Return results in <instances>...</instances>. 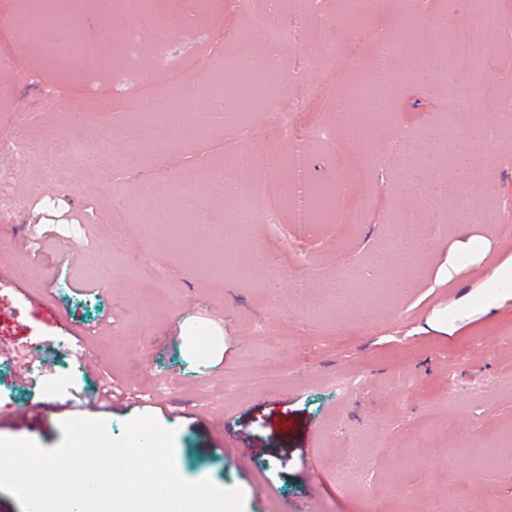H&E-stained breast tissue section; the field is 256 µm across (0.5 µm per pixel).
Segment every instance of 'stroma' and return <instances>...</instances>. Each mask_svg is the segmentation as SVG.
<instances>
[{
  "label": "stroma",
  "instance_id": "obj_1",
  "mask_svg": "<svg viewBox=\"0 0 512 512\" xmlns=\"http://www.w3.org/2000/svg\"><path fill=\"white\" fill-rule=\"evenodd\" d=\"M236 0H206L201 19L212 36L197 39L185 0H156L169 24L165 45L142 29L136 63L116 58L102 73L60 63L36 44L0 63V138L25 129L40 142L11 184L13 210L0 214V438H26L44 448L63 439L71 419L65 404L93 395L103 376L130 393L110 410H89L120 436L126 421L154 416L174 430L175 462L190 481L210 479L241 489L244 512H512V468L490 473L472 463L474 448L512 460V285L494 280L512 259V238L495 225L512 224V130L501 131L484 158L473 160L466 183L485 185L476 211L446 207L434 186L446 165L423 169L424 193L399 185L404 158L416 140L439 142L449 130L468 132L444 79L421 88L401 83V62L376 68L375 41L392 34L411 49L417 34L403 30V0H380L365 18L346 19V0H317L299 24L306 63L277 88L281 106H312L304 85L329 71L312 32L334 26L336 50L357 73L336 77V96L353 81L394 83L383 113H353L354 134L338 131L324 146L297 129L285 134V155L300 154L294 207L315 209V190L335 185L336 207L320 222H277L257 212L249 230L229 220V203L211 196L203 222L183 215L172 245L154 211L137 205L152 195L170 209L166 185L197 168L230 179L229 157L262 151L235 117L210 127L195 148L160 147L144 111L126 106L130 90L148 84L174 90L210 109L205 87L223 71L225 44L239 32ZM71 38L117 37L130 24L122 0L83 14L70 0ZM502 24L479 32L486 44L480 76L456 78L458 97L481 98L487 85L512 94V0H497ZM191 53L177 87H169L159 51ZM111 153L95 169L73 156V141L94 148L102 134ZM136 138L138 157L122 177L124 142ZM363 208V221L348 215ZM419 212V251L407 280L383 283L370 257L390 262L396 218ZM274 253L284 275L268 286L260 262ZM107 281L77 291L91 268ZM158 271L141 287V267ZM56 309L50 324L33 303ZM361 376L354 394L329 383L339 373ZM356 458L368 478L360 495L341 465Z\"/></svg>",
  "mask_w": 512,
  "mask_h": 512
}]
</instances>
